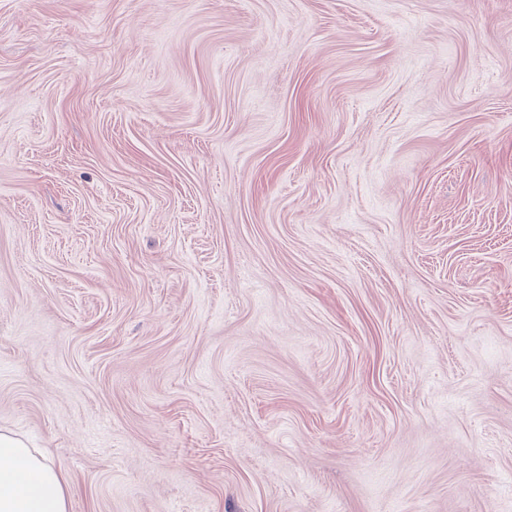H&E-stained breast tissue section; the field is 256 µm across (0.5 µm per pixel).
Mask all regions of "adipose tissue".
Masks as SVG:
<instances>
[{"instance_id":"adipose-tissue-1","label":"adipose tissue","mask_w":512,"mask_h":512,"mask_svg":"<svg viewBox=\"0 0 512 512\" xmlns=\"http://www.w3.org/2000/svg\"><path fill=\"white\" fill-rule=\"evenodd\" d=\"M63 473L19 437L0 431V512H66Z\"/></svg>"}]
</instances>
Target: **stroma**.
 I'll use <instances>...</instances> for the list:
<instances>
[{
  "label": "stroma",
  "mask_w": 512,
  "mask_h": 512,
  "mask_svg": "<svg viewBox=\"0 0 512 512\" xmlns=\"http://www.w3.org/2000/svg\"><path fill=\"white\" fill-rule=\"evenodd\" d=\"M0 429L68 512H512V0H0Z\"/></svg>",
  "instance_id": "35a3bbf8"
}]
</instances>
